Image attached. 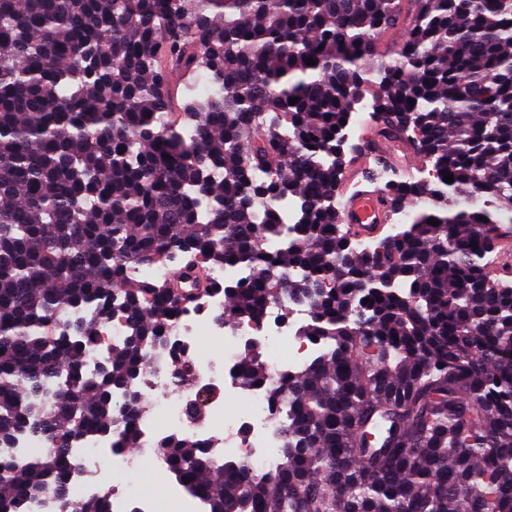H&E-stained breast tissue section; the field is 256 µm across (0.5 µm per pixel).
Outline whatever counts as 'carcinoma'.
<instances>
[{"instance_id": "obj_1", "label": "carcinoma", "mask_w": 512, "mask_h": 512, "mask_svg": "<svg viewBox=\"0 0 512 512\" xmlns=\"http://www.w3.org/2000/svg\"><path fill=\"white\" fill-rule=\"evenodd\" d=\"M173 72L210 86L181 118ZM368 95L374 136L412 142L435 181L377 187L425 207L357 253L341 120ZM508 213L512 0H0V446L44 443L0 456V512L46 492L112 512L107 490L72 499L70 440L135 443L176 273L224 291L226 322L301 300L300 335L327 347L296 374L243 352V383L288 408L272 470L162 443L207 512H512V285L484 263ZM162 262L164 280L136 275ZM231 262L250 277L215 282ZM115 316L128 336L89 371Z\"/></svg>"}]
</instances>
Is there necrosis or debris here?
<instances>
[{"label":"necrosis or debris","mask_w":512,"mask_h":512,"mask_svg":"<svg viewBox=\"0 0 512 512\" xmlns=\"http://www.w3.org/2000/svg\"><path fill=\"white\" fill-rule=\"evenodd\" d=\"M223 313L220 291L176 312L165 340L151 349L150 369L139 381L147 408L136 424L135 448H111L108 438L100 435L80 438L73 446L82 461L73 477L74 489L111 491L113 512H161V504L139 482L142 465L149 461L169 500L180 507L194 504L185 484L167 467L161 443L170 436L206 444L219 460H247L257 472L276 465L280 418L271 409L266 387L243 386L237 374L241 353L247 344H256L260 361L291 373L319 357L324 345L300 333L308 307L290 305L284 296L271 301L258 322L226 324ZM204 334L223 342V357L203 352L199 338ZM228 401L238 404L229 414L224 411Z\"/></svg>","instance_id":"necrosis-or-debris-1"}]
</instances>
